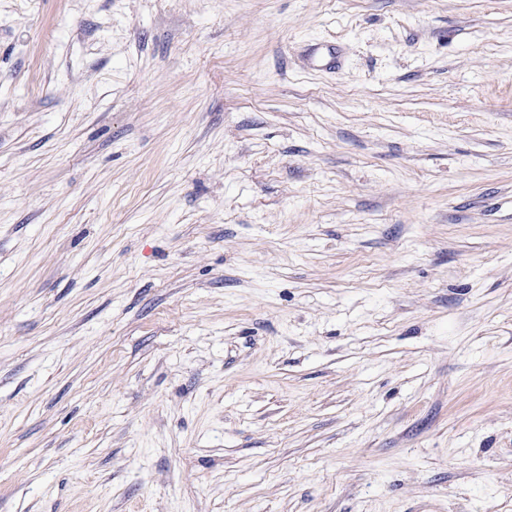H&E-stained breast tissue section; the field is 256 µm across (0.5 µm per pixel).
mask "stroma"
<instances>
[{
	"instance_id": "stroma-1",
	"label": "stroma",
	"mask_w": 512,
	"mask_h": 512,
	"mask_svg": "<svg viewBox=\"0 0 512 512\" xmlns=\"http://www.w3.org/2000/svg\"><path fill=\"white\" fill-rule=\"evenodd\" d=\"M0 512H512V0H0Z\"/></svg>"
}]
</instances>
